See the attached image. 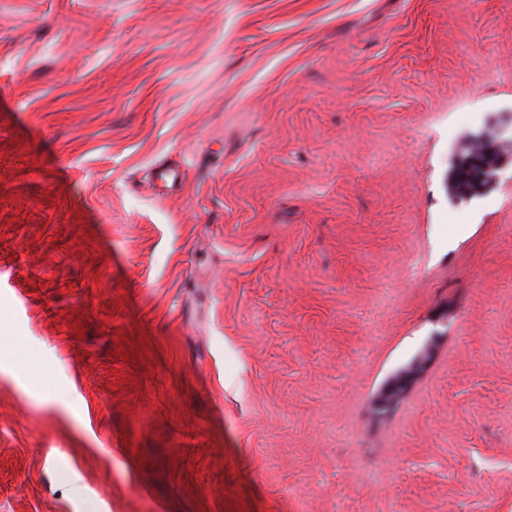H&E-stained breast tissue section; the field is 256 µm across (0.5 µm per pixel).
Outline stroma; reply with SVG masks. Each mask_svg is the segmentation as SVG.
<instances>
[{
  "instance_id": "stroma-1",
  "label": "stroma",
  "mask_w": 512,
  "mask_h": 512,
  "mask_svg": "<svg viewBox=\"0 0 512 512\" xmlns=\"http://www.w3.org/2000/svg\"><path fill=\"white\" fill-rule=\"evenodd\" d=\"M506 113L512 0H0V512H512ZM498 166L499 164L492 166H476L472 170V176L466 162L462 161L453 169L454 174L452 188L454 193L459 195L470 194L472 188H474L473 177L480 183V189L484 188L494 178V174Z\"/></svg>"
}]
</instances>
